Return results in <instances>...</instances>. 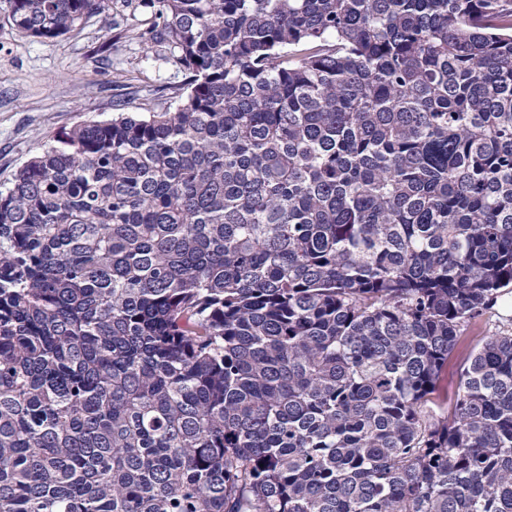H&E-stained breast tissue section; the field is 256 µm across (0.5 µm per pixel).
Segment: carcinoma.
Returning <instances> with one entry per match:
<instances>
[{
    "label": "carcinoma",
    "mask_w": 512,
    "mask_h": 512,
    "mask_svg": "<svg viewBox=\"0 0 512 512\" xmlns=\"http://www.w3.org/2000/svg\"><path fill=\"white\" fill-rule=\"evenodd\" d=\"M53 40L112 0H6ZM186 73L0 189V512H512V0H139ZM477 327H474L472 331L467 333L466 337H462L458 346L454 350L448 366L443 370L441 378V387L444 390H448V397L455 394L459 387L460 373L463 367L465 359L477 346L478 337Z\"/></svg>",
    "instance_id": "obj_1"
}]
</instances>
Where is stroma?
Masks as SVG:
<instances>
[{"label":"stroma","mask_w":512,"mask_h":512,"mask_svg":"<svg viewBox=\"0 0 512 512\" xmlns=\"http://www.w3.org/2000/svg\"><path fill=\"white\" fill-rule=\"evenodd\" d=\"M0 0V185L62 131L111 115L170 107L186 81L164 45L145 44L139 17L121 30L94 21L40 41L18 32Z\"/></svg>","instance_id":"35a3bbf8"}]
</instances>
